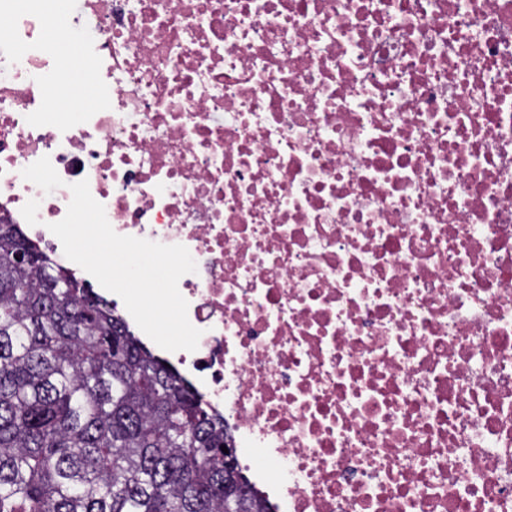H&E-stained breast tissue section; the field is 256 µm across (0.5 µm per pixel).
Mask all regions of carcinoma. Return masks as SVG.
<instances>
[{
	"instance_id": "cac0c4a2",
	"label": "carcinoma",
	"mask_w": 512,
	"mask_h": 512,
	"mask_svg": "<svg viewBox=\"0 0 512 512\" xmlns=\"http://www.w3.org/2000/svg\"><path fill=\"white\" fill-rule=\"evenodd\" d=\"M0 224V512H223L224 420ZM241 512H270L239 484Z\"/></svg>"
}]
</instances>
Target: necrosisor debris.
<instances>
[{"label": "necrosis or debris", "instance_id": "obj_1", "mask_svg": "<svg viewBox=\"0 0 512 512\" xmlns=\"http://www.w3.org/2000/svg\"><path fill=\"white\" fill-rule=\"evenodd\" d=\"M82 180L270 512H512V0H0V223L87 282ZM60 54L69 70V88L63 99V110L64 112H71L72 104L80 101L84 93V84L80 65L73 50L69 47H62Z\"/></svg>", "mask_w": 512, "mask_h": 512}]
</instances>
